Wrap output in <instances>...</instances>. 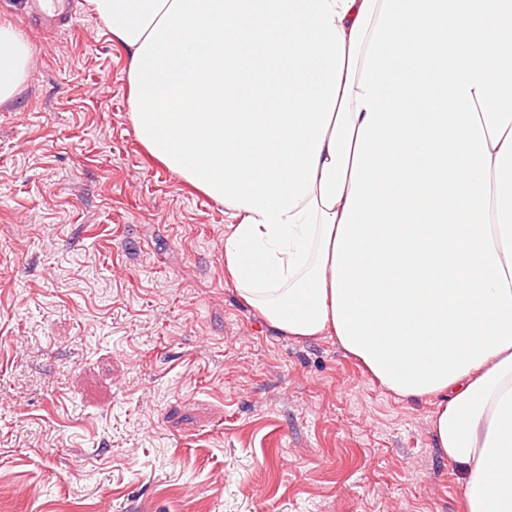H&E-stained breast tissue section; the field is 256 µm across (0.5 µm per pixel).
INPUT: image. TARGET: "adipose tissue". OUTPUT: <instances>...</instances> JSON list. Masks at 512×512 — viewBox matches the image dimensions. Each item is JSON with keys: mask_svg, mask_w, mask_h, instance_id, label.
<instances>
[{"mask_svg": "<svg viewBox=\"0 0 512 512\" xmlns=\"http://www.w3.org/2000/svg\"><path fill=\"white\" fill-rule=\"evenodd\" d=\"M86 4L138 141L229 211L239 299L433 399L464 512H512V0ZM32 56L1 24L0 104Z\"/></svg>", "mask_w": 512, "mask_h": 512, "instance_id": "obj_1", "label": "adipose tissue"}]
</instances>
